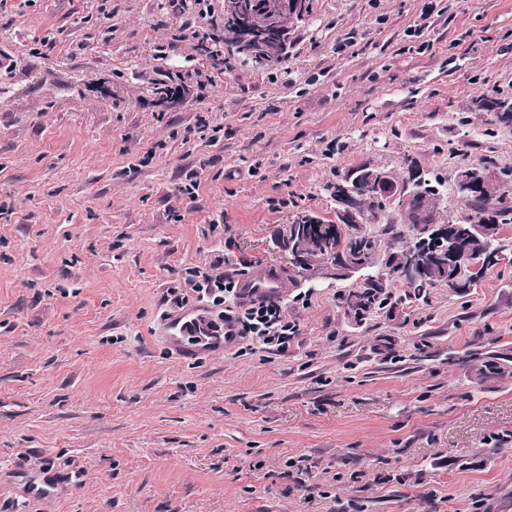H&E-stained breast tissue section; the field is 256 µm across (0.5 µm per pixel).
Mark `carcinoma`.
Instances as JSON below:
<instances>
[{
    "mask_svg": "<svg viewBox=\"0 0 512 512\" xmlns=\"http://www.w3.org/2000/svg\"><path fill=\"white\" fill-rule=\"evenodd\" d=\"M272 4L274 0H263L253 12L260 23L274 30L279 28V22L275 18ZM423 182L424 195L407 215V222L417 227L421 233L416 239L418 243L430 238L429 226L438 220L435 200L448 188V180L437 173L425 174ZM356 191L362 211V223L357 226L347 223L342 208H337L336 217L340 228L332 242L333 257L349 256L358 259L359 263L368 267L373 278L359 282L356 288L338 296V304L343 313H360L365 321L380 310H392L412 300L426 297L429 288L445 285L448 290L457 292L449 273L439 268L430 273L426 282L419 280L405 283L399 277L398 254L392 252V245L401 239L402 234L399 225L383 215L387 198L373 197L363 186L356 188ZM465 204L467 212L460 223L480 224L483 227V234L470 240L473 251L486 248L489 241L499 236L501 226L512 224V200L503 199L498 184L486 185L483 190L465 200ZM372 224L381 225V229H370ZM473 360L476 365L472 368V374L479 383L512 374L511 355L494 351L475 352Z\"/></svg>",
    "mask_w": 512,
    "mask_h": 512,
    "instance_id": "cac0c4a2",
    "label": "carcinoma"
}]
</instances>
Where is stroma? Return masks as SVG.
<instances>
[{
  "label": "stroma",
  "instance_id": "stroma-1",
  "mask_svg": "<svg viewBox=\"0 0 512 512\" xmlns=\"http://www.w3.org/2000/svg\"><path fill=\"white\" fill-rule=\"evenodd\" d=\"M196 12L0 0V512H512V375L465 361L512 351V253L357 328L355 279L304 272L284 354L189 360L165 330L223 323L196 276L288 271L352 167H512L473 107L512 97V0H310L274 73L185 38ZM477 362L472 368L474 379L479 383H484L499 378L505 374H512V356L508 354L489 352L472 354Z\"/></svg>",
  "mask_w": 512,
  "mask_h": 512
}]
</instances>
